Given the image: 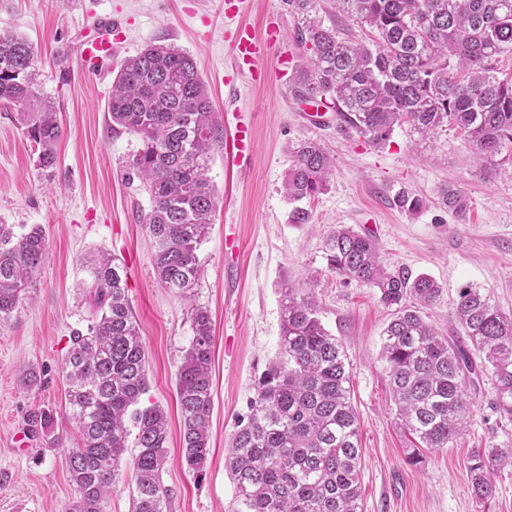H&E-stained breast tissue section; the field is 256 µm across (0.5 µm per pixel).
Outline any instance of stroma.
I'll return each mask as SVG.
<instances>
[{
    "instance_id": "1",
    "label": "stroma",
    "mask_w": 512,
    "mask_h": 512,
    "mask_svg": "<svg viewBox=\"0 0 512 512\" xmlns=\"http://www.w3.org/2000/svg\"><path fill=\"white\" fill-rule=\"evenodd\" d=\"M106 13L122 20L126 35L115 63L160 40L189 53L223 128L209 172L219 205L199 249L204 275L190 303L156 280L143 223L150 198L129 168L141 143L108 121L112 79L84 75L77 64L78 43ZM240 24L260 35L276 27L281 37L261 62L266 80L243 77L229 87L226 35ZM296 25L282 0H242L233 18L225 17L224 0H0V28L32 43L38 93L54 102L63 129L56 165L39 169L14 109L0 106V223L42 225L48 241L34 288L0 322V512H65L78 495L63 450L53 443L68 428L59 368L72 329L85 327L91 312L87 263L103 252L127 272L146 343L149 389L141 404L159 405L168 416L162 473L171 491L168 512H231L234 484L224 456L255 379L278 353L286 286L315 293L320 320L348 356L361 425L362 512H512L511 469L493 475L494 497L482 504L467 468L471 449L512 446V423L491 408V374L476 382L474 414L457 445L424 451L421 463L410 464L381 358L390 315L376 289L343 284L328 270L323 247L328 233L348 227L375 241L387 267L433 277L443 292L422 315L442 333L460 331L454 299L466 284L512 312V160L499 158L495 174L485 178L470 146L452 130L424 138L402 126L377 147L336 126L306 123L280 75L305 60ZM241 125L252 136L242 158L233 146ZM308 138L325 144L336 171L328 191L309 203V223L293 224L283 182L292 148ZM448 185L468 197L466 219L442 205L440 192ZM402 190L423 197L426 208L414 215L397 208L393 199ZM314 275L320 284L312 288ZM194 303L208 309L214 328L210 453L199 480L184 460L175 400L193 339ZM30 368L40 371L41 382L26 388L20 377ZM36 411L46 412L49 424L31 447L14 452V432Z\"/></svg>"
}]
</instances>
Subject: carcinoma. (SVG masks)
<instances>
[{
    "label": "carcinoma",
    "mask_w": 512,
    "mask_h": 512,
    "mask_svg": "<svg viewBox=\"0 0 512 512\" xmlns=\"http://www.w3.org/2000/svg\"><path fill=\"white\" fill-rule=\"evenodd\" d=\"M301 21L297 36L311 57L289 79L296 100L319 97L344 123L375 146L397 127L422 136L449 127L473 150L488 176L494 158L512 144V79L498 76V58L512 52V0H336L339 11L367 26L366 45L313 15L317 0H283ZM0 103L38 150V166L57 163L63 135L51 102L37 99L36 53L27 38L0 30ZM112 129L136 136L129 161L150 196L144 223L161 287L189 300L202 275L198 249L218 205L208 176L211 146L220 127L194 59L161 41L125 59L112 79ZM330 153L317 141L292 152L284 188L291 202L312 200L333 175ZM441 203L460 219L468 198L457 188ZM394 203L409 213L424 200L406 190ZM0 224V321L18 309L42 267L47 238L39 224ZM328 269L347 282L377 290L391 311L381 358L409 460L422 448H452L473 415L470 376L489 368L495 381L491 408L512 421V312L466 285L454 301L463 330L439 335L421 315L442 287L426 274L391 270L376 243L348 227L325 240ZM93 318L72 330L60 365L68 419L76 446L66 464L79 497L66 512H106L120 465L129 458L130 512H166L170 489L162 481L167 459V415L139 407L148 391L146 345L117 259L102 254L89 267ZM191 346L176 384L185 462L205 475L212 408L214 344L207 310L192 308ZM362 448L351 375L343 345L322 325L314 294L287 286L281 296L278 357L254 384L247 419L232 434L225 468L235 485L232 512H362ZM512 468V446L477 448L469 472L476 499L491 498V476Z\"/></svg>",
    "instance_id": "cac0c4a2"
}]
</instances>
